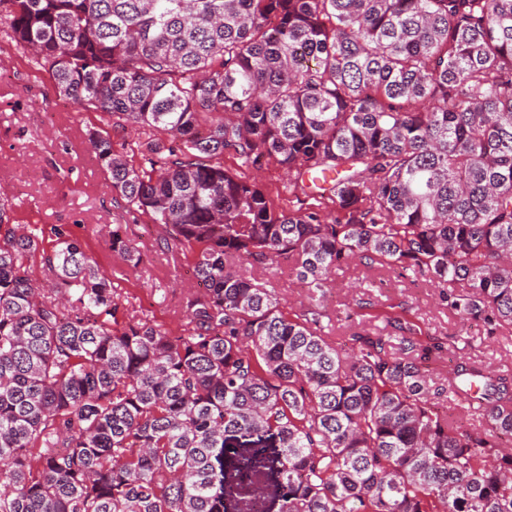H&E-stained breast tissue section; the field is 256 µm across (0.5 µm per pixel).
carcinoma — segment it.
<instances>
[{"instance_id":"obj_1","label":"carcinoma","mask_w":512,"mask_h":512,"mask_svg":"<svg viewBox=\"0 0 512 512\" xmlns=\"http://www.w3.org/2000/svg\"><path fill=\"white\" fill-rule=\"evenodd\" d=\"M0 36L145 137L140 169L90 145L202 286L184 335L121 323L79 238L0 205V512H227L228 487L253 512L270 475L279 512H512V372L456 366L464 428L421 367L440 344L370 317L343 343L320 305L379 264L512 334V0H0ZM226 154L336 215L274 210ZM112 251L140 262L118 226ZM231 258L289 265L302 312Z\"/></svg>"}]
</instances>
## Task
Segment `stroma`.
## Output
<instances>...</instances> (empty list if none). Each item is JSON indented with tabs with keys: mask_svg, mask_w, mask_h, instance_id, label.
<instances>
[{
	"mask_svg": "<svg viewBox=\"0 0 512 512\" xmlns=\"http://www.w3.org/2000/svg\"><path fill=\"white\" fill-rule=\"evenodd\" d=\"M95 130L108 134L129 164L141 165L142 155L128 131L60 94L48 69L35 66L28 55L0 37V199L12 223L65 225L111 276L129 316L181 335L187 328L186 304L199 291L191 252L165 247V232L151 215L112 193L88 141ZM224 167L247 179L261 178L275 210L311 202L301 189L289 185L275 164L257 171L228 154ZM117 225L141 253L137 268H128L112 251V229ZM242 271L270 280L285 311L298 312L307 290L288 268L247 264ZM368 304L383 314L405 309L423 335L442 341L443 351L428 363L432 386L447 385L463 355L492 370H512L511 338L487 334L481 324L462 321L440 302L437 288L426 278L390 268L354 262L335 272L322 300L332 336L345 341L360 331Z\"/></svg>",
	"mask_w": 512,
	"mask_h": 512,
	"instance_id": "1",
	"label": "stroma"
}]
</instances>
